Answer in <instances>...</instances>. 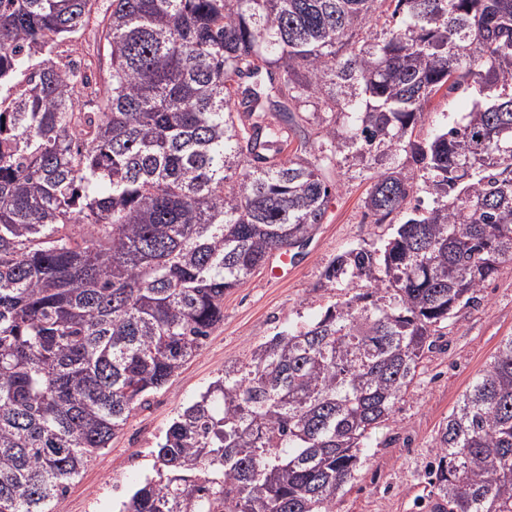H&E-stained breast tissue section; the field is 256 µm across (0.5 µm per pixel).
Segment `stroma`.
I'll return each mask as SVG.
<instances>
[{
    "label": "stroma",
    "instance_id": "obj_1",
    "mask_svg": "<svg viewBox=\"0 0 512 512\" xmlns=\"http://www.w3.org/2000/svg\"><path fill=\"white\" fill-rule=\"evenodd\" d=\"M477 91L435 97L416 129L427 138L440 125L459 120ZM369 173L356 159L338 172L324 224L297 257L285 279L256 269L224 296V320L181 372L137 410L83 476L70 486L63 512H116L147 476L153 475L156 447L182 407L191 403L228 366L247 361L256 345L277 332L311 322L346 296L366 292L357 280L332 284L323 277L338 254L356 247L383 248L395 231L391 224L364 218ZM512 335V265L488 283L476 302L460 308L440 325L418 375L396 403L391 419L376 430L373 447L336 499L335 512H424L430 486L428 466L436 457L438 430L500 341Z\"/></svg>",
    "mask_w": 512,
    "mask_h": 512
}]
</instances>
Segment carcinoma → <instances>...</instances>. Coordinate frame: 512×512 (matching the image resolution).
<instances>
[{"mask_svg":"<svg viewBox=\"0 0 512 512\" xmlns=\"http://www.w3.org/2000/svg\"><path fill=\"white\" fill-rule=\"evenodd\" d=\"M0 0V512H59L224 321L324 223L339 157L385 244L370 291L283 330L178 412L118 512H333L431 332L512 264V0ZM461 121L413 137L439 93ZM293 152H288L292 143ZM427 175L433 205L408 207ZM388 283L381 288L379 284ZM431 512H512V336L439 432ZM109 0H93L92 10H91V18L90 22L84 28V34L82 31L76 35L74 39H67L61 42L58 45L57 56H55V61H63L66 62L72 59H78L81 57L82 49L86 43V40H92L95 37L96 31L98 29V25L103 18L106 7L108 5Z\"/></svg>","mask_w":512,"mask_h":512,"instance_id":"cac0c4a2","label":"carcinoma"}]
</instances>
